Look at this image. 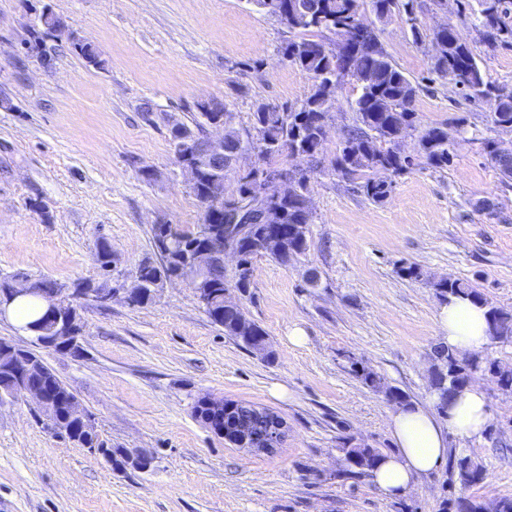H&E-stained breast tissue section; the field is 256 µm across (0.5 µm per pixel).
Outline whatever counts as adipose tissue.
<instances>
[{
	"label": "adipose tissue",
	"mask_w": 512,
	"mask_h": 512,
	"mask_svg": "<svg viewBox=\"0 0 512 512\" xmlns=\"http://www.w3.org/2000/svg\"><path fill=\"white\" fill-rule=\"evenodd\" d=\"M437 319L450 350L482 355L493 345L486 309L481 305L454 298L440 307ZM494 423V413L477 386L458 392L437 417L413 405L396 408L390 415L389 429L398 449L381 458L369 479L387 497L404 495L415 478L447 459L448 435L478 442Z\"/></svg>",
	"instance_id": "ef3b65f1"
}]
</instances>
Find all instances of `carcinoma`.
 <instances>
[{
  "label": "carcinoma",
  "instance_id": "1",
  "mask_svg": "<svg viewBox=\"0 0 512 512\" xmlns=\"http://www.w3.org/2000/svg\"><path fill=\"white\" fill-rule=\"evenodd\" d=\"M415 0H278L285 15V28L291 37L281 46L280 53L288 56V64L307 74L311 80L308 91L298 104L273 106L257 99L252 104L250 121L245 126L231 122L232 112L223 104L204 102L197 105L200 118L196 129L183 124L171 129V140L177 163L187 157L200 159L201 174L190 186L192 194L203 208L201 224L183 227L179 224H155L152 240L161 261L155 264L142 262L135 279L129 285V304L142 306L152 302L157 282L172 275L191 276L195 287L207 290L208 303L204 312L215 324L224 328L229 336L252 351H264L267 333L244 308H224V292L234 285L242 294L249 293L252 285V264L257 257H268L286 266L308 250L311 220L304 217L303 201L312 195V180L323 171L324 150L330 136V104L326 98L327 84L333 80L339 59L323 49L325 34L338 29H354L358 14L369 6L380 22L393 16L405 18L409 32L416 44L425 42L433 34L423 31L414 12ZM458 12L471 16L478 26L495 30V37L486 41L488 47L512 46V0H457ZM362 81L357 96L350 103L353 122L346 127L343 139L336 148L330 166L342 180L353 184L369 200L382 203L393 187V177L400 175L422 159L433 169L443 170L453 160V143L448 141V124L423 125L414 102L419 86L391 60L388 53L375 50L359 51L341 62ZM431 70L462 95L474 100L470 89L483 87L486 91L497 88L489 81L480 61L470 46L459 40L448 29L442 35L440 54L431 57ZM224 156L207 152L205 127L224 119ZM487 122L495 128L512 126V95L499 100L495 111L487 115ZM408 125L422 132L415 147V154L402 156L392 150L391 144L401 126ZM288 146L306 155L310 175L299 181V194L289 200L270 199L282 213L276 225L255 223L247 237L237 241L243 270L228 280L224 263L216 259L206 268L193 266V259L204 238L198 228L224 237V208L210 204L216 191L224 187V180L231 174L230 160L243 151H252L261 162L267 180L273 181L280 174L279 151ZM487 159L495 167L504 185L512 183V148L503 147L495 140L485 143ZM97 261L101 276L111 277L112 250L105 241L97 244ZM34 296L44 298L61 293L63 285L55 280L41 278L33 281ZM436 293L444 300L469 298L487 307L490 335L500 343H512V310L490 303L470 283L460 279L444 278L433 283ZM42 336H56L60 323L53 314L42 313L33 320ZM12 354L6 339L0 337V384L8 386V367ZM350 370L370 389L381 392L395 406L410 404L407 395L386 382L371 369L354 358H349ZM484 372L504 392L512 393V368H504L496 361L479 355H460L445 347L435 350L430 386L447 404L467 384L474 370ZM44 388L58 401L56 414L68 418L66 389L51 377ZM73 434L69 440L84 448H100L99 437H87L77 421L70 422ZM347 468L344 474L363 476L380 460L382 453L368 446H351L342 442ZM448 472L451 473V491L442 503V512H512V497L483 501L469 494V488L486 478L484 465L471 455L455 448L448 453Z\"/></svg>",
  "mask_w": 512,
  "mask_h": 512
}]
</instances>
